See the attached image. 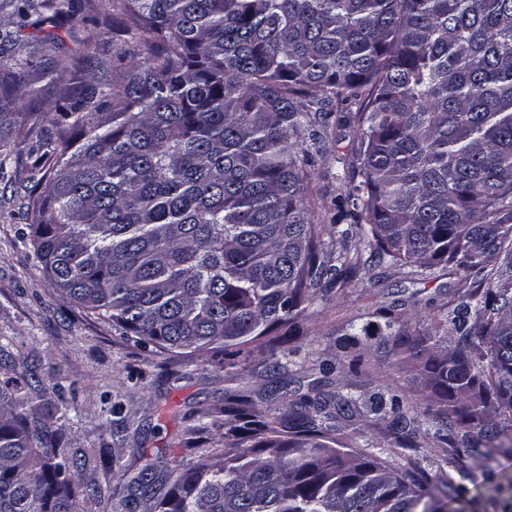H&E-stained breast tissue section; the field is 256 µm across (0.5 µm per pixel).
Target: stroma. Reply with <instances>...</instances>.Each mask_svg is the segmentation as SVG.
Listing matches in <instances>:
<instances>
[{
	"label": "stroma",
	"instance_id": "35a3bbf8",
	"mask_svg": "<svg viewBox=\"0 0 512 512\" xmlns=\"http://www.w3.org/2000/svg\"><path fill=\"white\" fill-rule=\"evenodd\" d=\"M104 8L110 25L88 22L58 31L61 49L85 58L91 84L132 45L121 28L120 0H104ZM345 191L333 168L317 162L309 186L317 223L329 224ZM16 194L15 184L0 181V336L9 341L0 350V379L18 378L34 409L52 402L63 448L86 455L80 479L110 489L130 467L184 471L202 460L223 461L222 422L231 395L246 396L256 416L281 420L289 408L273 398L275 388L304 390L317 378L331 392L350 389L367 398L390 388L409 400L416 391L414 367L382 348L381 337L361 335V328L389 318L454 346L448 313L473 285L444 263L420 268L371 261L364 243L349 284L317 289L308 301L300 340L280 342L274 331L230 357L155 352L61 297L41 269L23 212L11 202ZM356 333L357 348L342 349L343 339ZM324 363L330 368L325 376ZM333 437L358 452L381 448L391 466L415 461L434 475L445 456L431 439L411 452L396 448L388 420L368 412L340 423ZM460 485L456 500L442 502V512H512V453L499 455L492 470H473Z\"/></svg>",
	"mask_w": 512,
	"mask_h": 512
}]
</instances>
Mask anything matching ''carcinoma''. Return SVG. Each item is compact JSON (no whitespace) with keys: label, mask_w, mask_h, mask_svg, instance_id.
Listing matches in <instances>:
<instances>
[{"label":"carcinoma","mask_w":512,"mask_h":512,"mask_svg":"<svg viewBox=\"0 0 512 512\" xmlns=\"http://www.w3.org/2000/svg\"><path fill=\"white\" fill-rule=\"evenodd\" d=\"M144 56L82 86L84 62L46 52L75 0H0V177L7 133L41 66L56 115L30 112L33 186L20 204L44 272L63 298L162 352L238 347L282 328L318 288L359 265L349 242L417 267L444 262L482 287L452 310L454 350L429 336L377 332L420 363L424 400L379 392L399 448L448 446L446 477L417 462L335 448V422L361 413L349 392L291 400L288 423L224 409V465L179 474L123 470L136 512H438L467 463L490 468L512 432V0H121ZM40 35L23 39L22 30ZM357 105L359 142L336 156L349 186L320 239L307 166L328 161L332 103ZM0 382V512H78L101 501L73 480L77 454ZM252 443L250 458L238 448Z\"/></svg>","instance_id":"cac0c4a2"}]
</instances>
